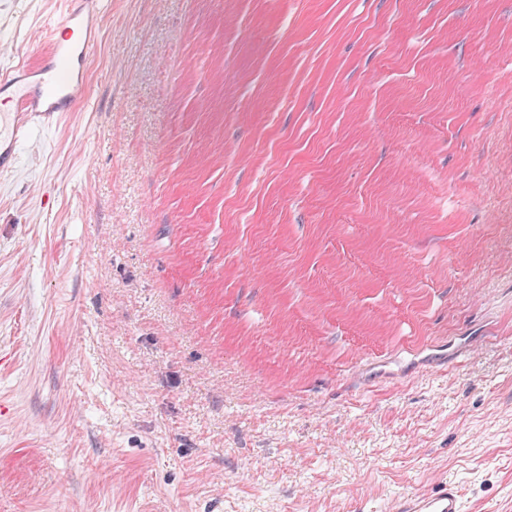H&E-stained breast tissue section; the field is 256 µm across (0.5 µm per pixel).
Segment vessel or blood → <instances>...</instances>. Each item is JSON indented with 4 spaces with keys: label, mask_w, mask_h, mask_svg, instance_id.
Instances as JSON below:
<instances>
[{
    "label": "vessel or blood",
    "mask_w": 512,
    "mask_h": 512,
    "mask_svg": "<svg viewBox=\"0 0 512 512\" xmlns=\"http://www.w3.org/2000/svg\"><path fill=\"white\" fill-rule=\"evenodd\" d=\"M63 17L51 24L47 45L33 62L0 74V97L12 107L0 112V171L14 167L19 148L35 130L73 111L85 97V63L99 43L103 0H66ZM392 512H464L458 486L397 499Z\"/></svg>",
    "instance_id": "1"
}]
</instances>
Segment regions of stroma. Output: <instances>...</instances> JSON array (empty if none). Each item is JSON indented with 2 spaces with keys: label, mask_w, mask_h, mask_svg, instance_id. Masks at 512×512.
I'll return each mask as SVG.
<instances>
[{
  "label": "stroma",
  "mask_w": 512,
  "mask_h": 512,
  "mask_svg": "<svg viewBox=\"0 0 512 512\" xmlns=\"http://www.w3.org/2000/svg\"><path fill=\"white\" fill-rule=\"evenodd\" d=\"M86 93L0 172V512H512V0H105ZM392 512H464L458 486L451 481L435 490L403 496L397 499Z\"/></svg>",
  "instance_id": "obj_1"
}]
</instances>
